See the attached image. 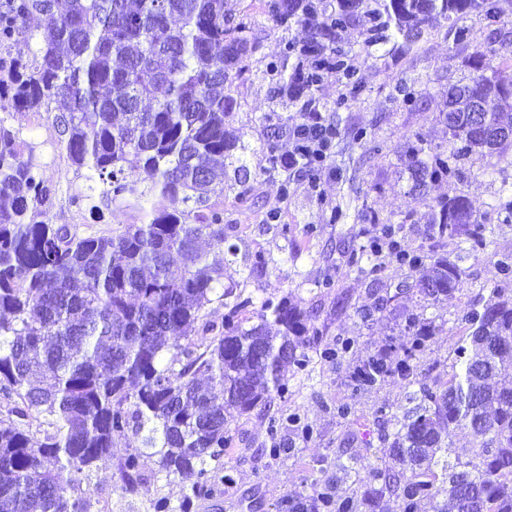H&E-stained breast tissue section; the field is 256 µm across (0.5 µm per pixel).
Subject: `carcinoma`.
Instances as JSON below:
<instances>
[{"label":"carcinoma","instance_id":"obj_1","mask_svg":"<svg viewBox=\"0 0 512 512\" xmlns=\"http://www.w3.org/2000/svg\"><path fill=\"white\" fill-rule=\"evenodd\" d=\"M135 2L69 0L64 14L58 0H8L0 8V50L22 36L38 38L30 58H0V109L54 113L71 164L102 183L100 201H120L149 217L111 236L79 237L65 224L47 223L50 190L28 144L0 124V392L21 403L0 418V512H85L78 476L104 469L115 440L128 434L141 446L124 459L123 472L154 460L158 471L189 484L191 495L179 505L189 512L220 479L210 463L230 445L233 414L288 396L283 369L306 371L308 349L323 335L286 293L257 304L224 288V188L217 174L236 161L229 189L240 203L253 190L241 158L247 147L225 129L236 105L232 92L244 84L257 49L249 8L232 14L225 0ZM260 2L283 31L310 30L305 42L286 41L280 59L263 70L273 96L297 107L299 118L279 127L286 138L305 114L319 111L317 92L331 74L344 79L334 112L361 94L342 47L348 29H358L366 57L391 43L402 58L418 50L429 19L478 13L490 28L484 41L463 27L453 31L455 56L469 76L448 87L438 115L448 144L433 147L416 134L405 139L404 155L422 193L430 183L463 176L476 153L512 164V140L495 138L497 130L512 129L505 112L512 106V21L501 17L497 0ZM33 13L42 17L37 35L25 26ZM394 91L398 105L416 106V80L402 79ZM474 105L486 119L481 131L468 120ZM351 135L382 151L374 132L359 127ZM254 154L263 174L281 167L274 142ZM142 171L148 188L138 184ZM167 201L183 209L170 211ZM427 206L434 240L428 253L380 259L361 248L350 263L371 273L388 262L406 265L418 273L421 294L448 301L463 284L459 261L488 253L493 230L461 195ZM490 209L498 223H512V182L502 179ZM355 220L385 237L414 223L410 215L383 218L366 201ZM205 237L215 254L199 248ZM449 237L467 244L455 261L437 254ZM215 303L224 307L219 322L210 319ZM434 331L433 322L412 317L408 343L347 365L353 392L388 377L413 384ZM465 333L448 382L410 393L391 415L389 455L400 469L340 463L336 481L350 482L348 492L327 481L313 494L285 498L281 512H374L387 494L400 512H444L445 502L454 512H512V387L489 383L512 374V297L473 312ZM29 410L47 426L36 444L22 423ZM287 425L301 441L313 439L299 413L274 417L273 457L284 448L279 431ZM457 430L474 441L467 461L448 460Z\"/></svg>","mask_w":512,"mask_h":512}]
</instances>
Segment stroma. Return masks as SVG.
I'll list each match as a JSON object with an SVG mask.
<instances>
[{"mask_svg":"<svg viewBox=\"0 0 512 512\" xmlns=\"http://www.w3.org/2000/svg\"><path fill=\"white\" fill-rule=\"evenodd\" d=\"M254 34L258 42L256 59L278 58L286 40H306L308 31L279 30L261 12H254ZM429 34L417 54L393 63L385 58L365 59L360 36L350 30L343 47L357 69L363 86L349 109L340 110L345 126L373 129L385 148L373 155L361 148L335 153L331 166L317 175V188H309L304 173L291 169L274 174L255 171V157H248L254 186L251 199L238 203L225 193L224 222L227 244L236 257L224 265V283L256 299L289 294L303 310L316 318L324 331L321 345L310 349L307 371L288 373V396L274 399L262 408L232 423L234 442L220 461V481L195 500L192 512H278L288 495L309 494L336 474V464L356 458L377 466L390 462L389 448L382 436L391 432L390 412L405 405L408 386L389 378L372 389L352 393L346 378V360L325 358V344L342 338L356 342L353 359L404 342L406 320L412 315L430 318L435 333L426 342L417 365L418 382L435 386L445 382L453 370V345L464 332V317L473 307L492 297L502 287L503 277L487 255L460 258L461 245L452 238L441 252L460 258L465 271L463 286L454 298L434 302L410 292L397 294L399 282L412 280L413 271L395 263L381 275L380 284L350 266L351 249L368 244L365 225L330 220L333 207L369 203L382 217L398 218L413 213L415 221L406 225L402 245L415 251L431 244L429 209L426 198L465 196L474 211L485 214L503 176L512 168L503 167L497 157L472 155L465 163L464 178L429 185L425 196L411 193L408 162L402 153L405 137L421 134L428 143L444 145L448 131L436 119L450 83L466 75L453 55V34L449 22L431 20ZM420 79L422 96L414 110L400 108L391 96L397 78ZM270 84L261 70H253L236 95L237 105L227 120V129L241 143L256 148L274 137L278 119L294 116L272 102ZM0 122L18 132L31 146L32 160L50 190L46 218L53 224L68 225L78 236L109 235L128 224L143 222L144 216L121 202L105 206V218L96 221L78 200L90 195L92 183L87 169L71 165L59 141L50 112H2ZM378 180L383 189L368 193L369 180ZM289 193H282V186ZM278 212L276 221H267L268 212ZM264 253L267 266L251 271V258ZM348 401L354 417L336 415V402ZM285 411L299 412L315 431V440L303 444L294 430L280 432L286 448L278 457L268 453L269 421ZM131 438L116 440L110 465L82 479L87 512H155L158 500L178 507L187 492L177 480L158 473L153 462H145L140 474L124 476L120 464L135 448Z\"/></svg>","mask_w":512,"mask_h":512,"instance_id":"obj_1","label":"stroma"}]
</instances>
